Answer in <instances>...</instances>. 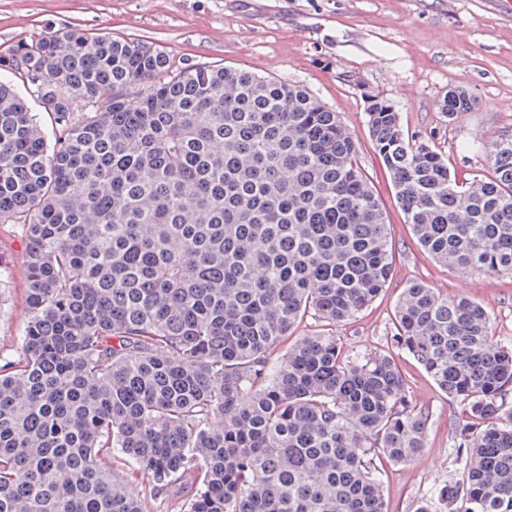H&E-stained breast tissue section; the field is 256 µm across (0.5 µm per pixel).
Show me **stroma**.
Masks as SVG:
<instances>
[{
    "label": "stroma",
    "instance_id": "35a3bbf8",
    "mask_svg": "<svg viewBox=\"0 0 512 512\" xmlns=\"http://www.w3.org/2000/svg\"><path fill=\"white\" fill-rule=\"evenodd\" d=\"M68 28L155 43L177 69L204 62L297 81L338 112L382 203L393 253L379 297L332 329L346 358L391 350L398 298L415 281L472 298L489 313L494 340L512 342V275L451 269L420 249L366 125V96L381 95L399 111L405 134L441 151L460 180L490 177L486 145L512 138L506 0H0V55ZM454 87L474 106L450 124L441 102ZM28 288L21 228L0 224V365L22 354ZM392 352L409 399L428 420L420 456L377 463L387 512H448L440 492L462 477L455 445L466 408L411 355Z\"/></svg>",
    "mask_w": 512,
    "mask_h": 512
}]
</instances>
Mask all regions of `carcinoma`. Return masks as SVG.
<instances>
[{
  "mask_svg": "<svg viewBox=\"0 0 512 512\" xmlns=\"http://www.w3.org/2000/svg\"><path fill=\"white\" fill-rule=\"evenodd\" d=\"M53 118L0 80V224L22 227V359L0 366V512H147L108 461H134L183 512H387L373 461L425 448L394 358L349 361L307 315L354 317L392 273L358 144L297 82L77 28L0 55ZM474 106L460 88L442 112ZM367 125L419 246L450 268L512 273V139L463 185L367 95ZM392 344L467 405L450 512H512V344L478 303L421 283Z\"/></svg>",
  "mask_w": 512,
  "mask_h": 512,
  "instance_id": "1",
  "label": "carcinoma"
}]
</instances>
